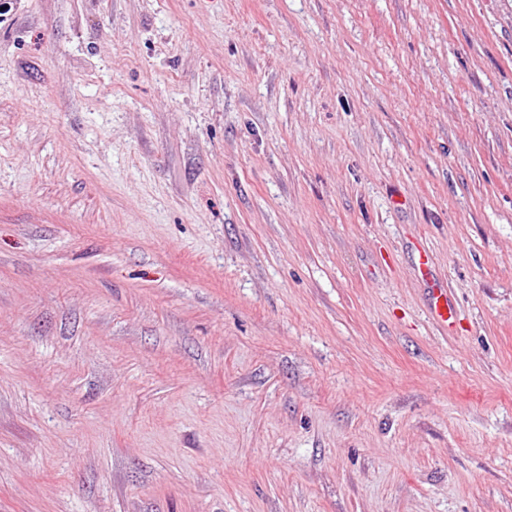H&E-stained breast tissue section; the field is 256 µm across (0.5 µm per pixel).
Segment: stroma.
<instances>
[{"instance_id":"35a3bbf8","label":"stroma","mask_w":512,"mask_h":512,"mask_svg":"<svg viewBox=\"0 0 512 512\" xmlns=\"http://www.w3.org/2000/svg\"><path fill=\"white\" fill-rule=\"evenodd\" d=\"M0 512H512V0H13ZM431 313L433 318L443 324L450 326L453 323V310L448 304V291L439 289L432 298Z\"/></svg>"}]
</instances>
